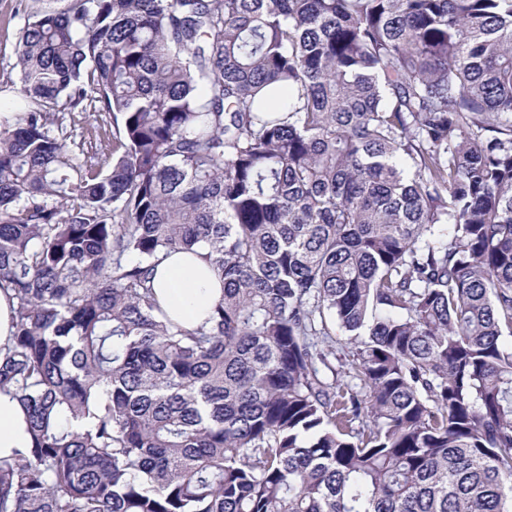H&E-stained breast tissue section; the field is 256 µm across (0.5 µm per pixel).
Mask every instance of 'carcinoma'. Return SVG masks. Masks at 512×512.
Here are the masks:
<instances>
[{
  "mask_svg": "<svg viewBox=\"0 0 512 512\" xmlns=\"http://www.w3.org/2000/svg\"><path fill=\"white\" fill-rule=\"evenodd\" d=\"M64 2L0 119V512H512V0ZM64 103V99L60 101L56 114L51 117L54 119V124L51 127L54 133H58L57 124L64 117L63 126L66 128L68 135H71V141L75 140L76 143L85 142V147L89 146L91 142L93 150L97 153L95 158L92 159L94 162L98 161L103 164L105 160L107 162L111 161L112 118L100 116L98 112H93L94 110L89 106L84 111H81V109L74 111L68 108L64 109L66 107L62 106ZM152 285L161 307L187 327L204 322L223 294L222 283L206 262L185 252L163 260L155 268ZM15 301L11 292L0 290V345L5 344L12 336V316ZM30 446L26 411L16 398L0 393V457Z\"/></svg>",
  "mask_w": 512,
  "mask_h": 512,
  "instance_id": "obj_1",
  "label": "carcinoma"
}]
</instances>
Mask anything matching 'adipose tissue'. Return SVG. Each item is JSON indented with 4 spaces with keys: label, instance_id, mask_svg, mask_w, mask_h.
Instances as JSON below:
<instances>
[{
    "label": "adipose tissue",
    "instance_id": "adipose-tissue-1",
    "mask_svg": "<svg viewBox=\"0 0 512 512\" xmlns=\"http://www.w3.org/2000/svg\"><path fill=\"white\" fill-rule=\"evenodd\" d=\"M152 285L161 307L175 321L194 327L208 317L223 294L211 268L192 253L175 252L155 269ZM26 412L21 403L0 393V457L30 447Z\"/></svg>",
    "mask_w": 512,
    "mask_h": 512
}]
</instances>
